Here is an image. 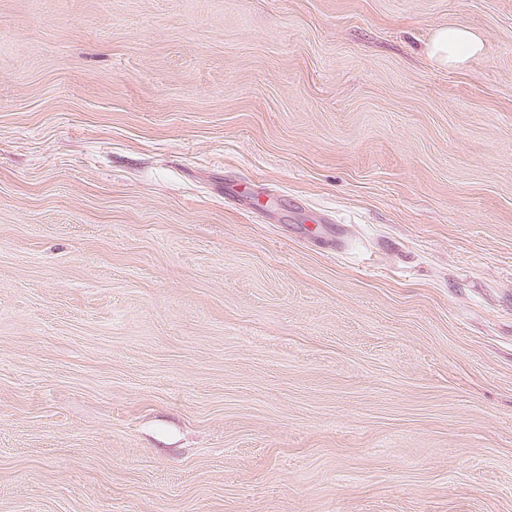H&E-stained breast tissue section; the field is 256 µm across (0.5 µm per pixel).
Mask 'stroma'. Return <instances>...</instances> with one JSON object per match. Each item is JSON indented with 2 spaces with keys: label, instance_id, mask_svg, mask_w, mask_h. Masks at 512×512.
<instances>
[{
  "label": "stroma",
  "instance_id": "obj_1",
  "mask_svg": "<svg viewBox=\"0 0 512 512\" xmlns=\"http://www.w3.org/2000/svg\"><path fill=\"white\" fill-rule=\"evenodd\" d=\"M0 512H512V0H0ZM483 51V40L464 25L438 28L428 46L430 58L442 66H458L480 57Z\"/></svg>",
  "mask_w": 512,
  "mask_h": 512
}]
</instances>
